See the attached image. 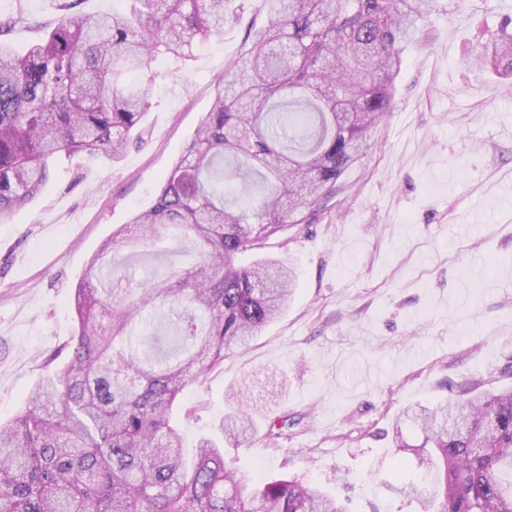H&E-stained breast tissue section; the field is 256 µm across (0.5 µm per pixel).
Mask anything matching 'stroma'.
Instances as JSON below:
<instances>
[{
  "instance_id": "35a3bbf8",
  "label": "stroma",
  "mask_w": 512,
  "mask_h": 512,
  "mask_svg": "<svg viewBox=\"0 0 512 512\" xmlns=\"http://www.w3.org/2000/svg\"><path fill=\"white\" fill-rule=\"evenodd\" d=\"M196 43L184 62L158 57L141 141L119 161L59 157L40 195L0 222V421L20 411L42 360L77 328L74 294L112 231L155 201L214 98V80L244 50L246 19ZM60 0H0V18L56 20ZM512 16V0H463L433 13L403 53L394 109L313 223L272 237L246 262L284 260L298 288L287 312L249 347L191 386L188 438L212 433L225 394L248 379L258 405L285 418L280 435L228 442L224 457L255 481L312 482L352 512H425L399 495L411 455L396 457L392 427L408 407L472 386L512 387V87L461 61ZM128 274L188 262L170 241L136 245Z\"/></svg>"
}]
</instances>
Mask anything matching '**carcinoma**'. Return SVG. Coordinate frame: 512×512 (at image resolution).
Instances as JSON below:
<instances>
[{"instance_id":"carcinoma-1","label":"carcinoma","mask_w":512,"mask_h":512,"mask_svg":"<svg viewBox=\"0 0 512 512\" xmlns=\"http://www.w3.org/2000/svg\"><path fill=\"white\" fill-rule=\"evenodd\" d=\"M127 13L69 12L23 50L0 19V219L24 208L61 155L121 158L141 139L153 98L144 72L158 55L192 57L224 34L234 0H130ZM246 48L215 80L214 98L153 205L112 233L75 289L77 330L25 407L0 422V512H348L294 478L255 483L210 437L184 447L174 420L184 390L249 344L291 301L276 260L241 257L291 224H308L393 108L402 55L442 0H265ZM464 65L512 77L504 24ZM173 229L194 261L127 301L137 242ZM167 307V332L136 336L143 313ZM227 400L225 437L254 432L247 382ZM395 453L413 452L431 512H512V389L404 414Z\"/></svg>"}]
</instances>
